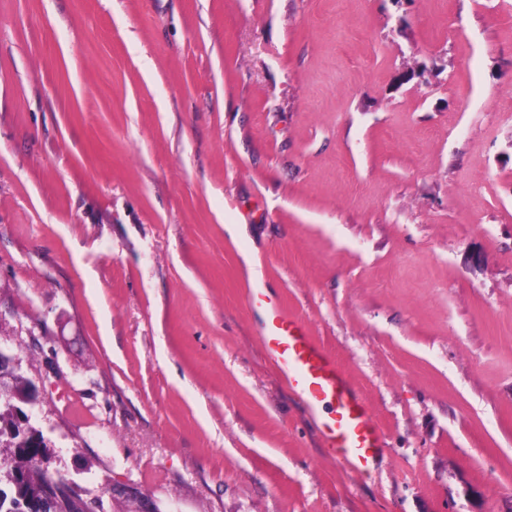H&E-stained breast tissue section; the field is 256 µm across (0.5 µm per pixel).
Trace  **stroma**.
I'll return each instance as SVG.
<instances>
[{
	"instance_id": "stroma-1",
	"label": "stroma",
	"mask_w": 512,
	"mask_h": 512,
	"mask_svg": "<svg viewBox=\"0 0 512 512\" xmlns=\"http://www.w3.org/2000/svg\"><path fill=\"white\" fill-rule=\"evenodd\" d=\"M0 346L107 512H512V0H0ZM249 306L264 311L263 348L288 387L314 412L331 406L320 420L328 454L350 473L367 471L382 451V432L337 363L313 343L299 318L287 315L261 291L250 296Z\"/></svg>"
}]
</instances>
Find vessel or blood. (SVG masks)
I'll list each match as a JSON object with an SVG mask.
<instances>
[{
  "label": "vessel or blood",
  "mask_w": 512,
  "mask_h": 512,
  "mask_svg": "<svg viewBox=\"0 0 512 512\" xmlns=\"http://www.w3.org/2000/svg\"><path fill=\"white\" fill-rule=\"evenodd\" d=\"M249 303L264 312L261 339L268 358L311 410L322 411L320 429L328 454L348 472L367 471L382 451V432L337 363L313 343L304 323L273 299L258 291Z\"/></svg>",
  "instance_id": "vessel-or-blood-1"
}]
</instances>
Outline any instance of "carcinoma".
<instances>
[{
	"label": "carcinoma",
	"mask_w": 512,
	"mask_h": 512,
	"mask_svg": "<svg viewBox=\"0 0 512 512\" xmlns=\"http://www.w3.org/2000/svg\"><path fill=\"white\" fill-rule=\"evenodd\" d=\"M28 379L21 376L14 392L0 391V512H31L23 504L49 497L55 477L39 463L46 444L28 438L14 414L13 406L27 392ZM53 512H84L80 496L62 493L54 497Z\"/></svg>",
	"instance_id": "cac0c4a2"
}]
</instances>
